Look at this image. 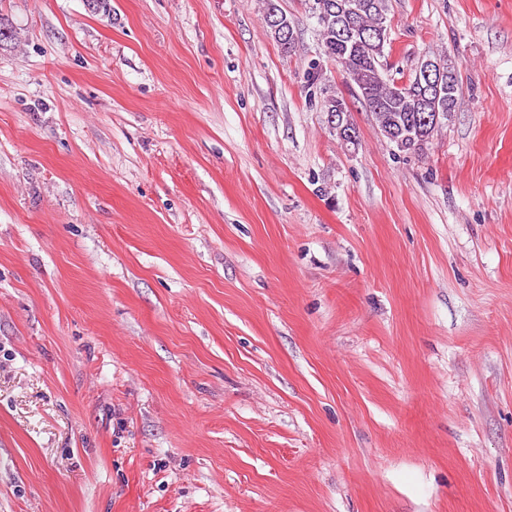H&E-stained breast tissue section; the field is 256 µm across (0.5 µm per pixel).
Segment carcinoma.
<instances>
[{"instance_id":"obj_1","label":"carcinoma","mask_w":512,"mask_h":512,"mask_svg":"<svg viewBox=\"0 0 512 512\" xmlns=\"http://www.w3.org/2000/svg\"><path fill=\"white\" fill-rule=\"evenodd\" d=\"M355 9L357 29L346 42L336 41V25L325 19L329 15L336 18L339 9ZM313 13L317 18L318 36L322 55L341 68L347 78L356 86L358 96L373 113L380 134L387 142H392L391 131L410 130L415 135L412 146L400 150L404 155H415L434 138L438 131L449 122L459 96V79L451 59L445 57L448 80L451 82L448 100L439 104L440 120L435 124L424 123L428 113L427 94L410 76L398 82L388 73L383 63L385 49L391 44V20L389 18V0H313ZM285 16L279 0H265L263 20L265 26L285 53L294 51L297 31L293 24L288 25V36L276 28L272 21ZM321 111L327 114V123L334 121L330 117L342 111L343 99L326 90H321Z\"/></svg>"}]
</instances>
